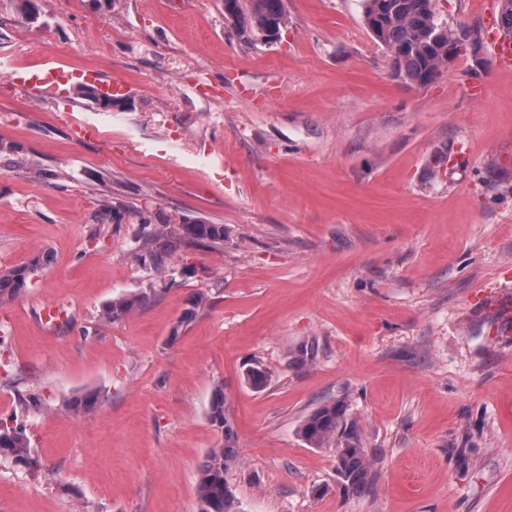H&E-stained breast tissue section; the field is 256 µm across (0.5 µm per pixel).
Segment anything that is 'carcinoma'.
<instances>
[{"mask_svg":"<svg viewBox=\"0 0 512 512\" xmlns=\"http://www.w3.org/2000/svg\"><path fill=\"white\" fill-rule=\"evenodd\" d=\"M436 0H364L363 18L392 59L396 74L406 81L425 87L448 71V58H456L470 48L480 46L476 27L459 22L454 27L438 22ZM224 23L248 44H271L288 25L285 0H224ZM139 229L135 254L143 265L163 276L169 269L171 253L181 244H224L229 237L222 224L195 221L182 224L173 233L170 224L158 221L150 211H139ZM38 255L29 263L0 269V303L16 298L30 278L46 262ZM150 300L146 293L127 294L103 305L100 319L107 323L123 320ZM245 380L255 390L264 389L267 371L253 364ZM97 403V395L85 393L64 403L76 416L88 412ZM209 420L222 434L224 444L213 448L200 467L197 493L199 512H239L238 501L226 480V473L239 462L237 432L229 418L224 386H217L209 406ZM299 433L314 448L336 444V472L345 490L365 493L372 485L371 462L356 428L348 423L347 408L341 401L326 403L302 422ZM0 456L31 467L36 464L26 426L18 416L0 418Z\"/></svg>","mask_w":512,"mask_h":512,"instance_id":"carcinoma-1","label":"carcinoma"}]
</instances>
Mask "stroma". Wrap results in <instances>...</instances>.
Listing matches in <instances>:
<instances>
[{"mask_svg":"<svg viewBox=\"0 0 512 512\" xmlns=\"http://www.w3.org/2000/svg\"><path fill=\"white\" fill-rule=\"evenodd\" d=\"M21 5L0 0V142L18 147L0 155V268L49 262L0 304V417L20 392L43 401L25 418L36 466L0 457V512H198L219 384L241 512H512V335L490 333L512 297V67L479 100L468 54L412 85L363 0H286L281 40L253 46L224 0H36L34 24ZM53 60L125 81L129 109L33 97L22 78ZM139 209L229 237L178 247L166 289L105 324V303L155 286ZM86 391L93 411H65ZM334 400L369 492L298 434Z\"/></svg>","mask_w":512,"mask_h":512,"instance_id":"35a3bbf8","label":"stroma"}]
</instances>
